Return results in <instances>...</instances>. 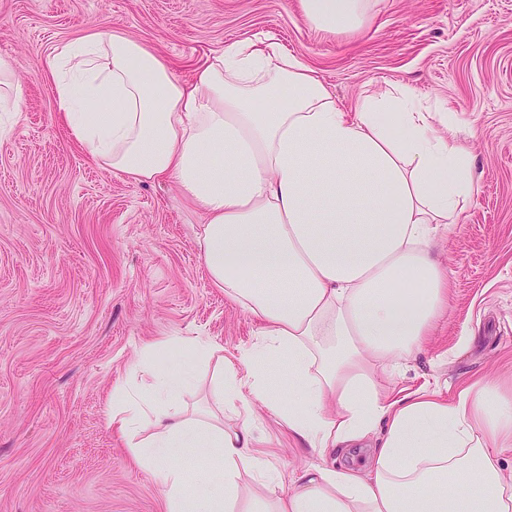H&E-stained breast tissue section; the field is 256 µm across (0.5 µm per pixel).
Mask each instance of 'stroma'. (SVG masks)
Instances as JSON below:
<instances>
[{"label": "stroma", "mask_w": 512, "mask_h": 512, "mask_svg": "<svg viewBox=\"0 0 512 512\" xmlns=\"http://www.w3.org/2000/svg\"><path fill=\"white\" fill-rule=\"evenodd\" d=\"M364 34L316 30L299 0H0V56L22 109L0 114V512H163L164 494L108 423L144 344L204 336L236 358L255 319L212 287L203 214L174 181L96 163L59 116L49 55L120 33L186 80L223 47L275 35L346 109L409 90L448 112L476 193L435 253L448 310L383 389H456L512 374V0H370ZM472 337L458 349L461 337ZM258 454L285 479L318 463L257 410Z\"/></svg>", "instance_id": "1"}]
</instances>
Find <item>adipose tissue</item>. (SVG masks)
Wrapping results in <instances>:
<instances>
[{
    "label": "adipose tissue",
    "instance_id": "ef3b65f1",
    "mask_svg": "<svg viewBox=\"0 0 512 512\" xmlns=\"http://www.w3.org/2000/svg\"><path fill=\"white\" fill-rule=\"evenodd\" d=\"M312 26L359 32L368 0H299ZM72 137L127 180L175 181L205 215L197 241L212 284L259 324L215 361L207 405L156 370L112 392L111 423L162 487L166 512H512V381L395 397L377 375L417 354L448 307L432 247L474 195L470 155L444 112L408 90L339 105L265 35L227 45L191 79L128 37L89 33L47 59ZM262 404L321 462L283 478L255 451ZM360 448L365 467L341 464ZM210 463L196 484L180 465ZM252 483H245L244 473Z\"/></svg>",
    "mask_w": 512,
    "mask_h": 512
}]
</instances>
